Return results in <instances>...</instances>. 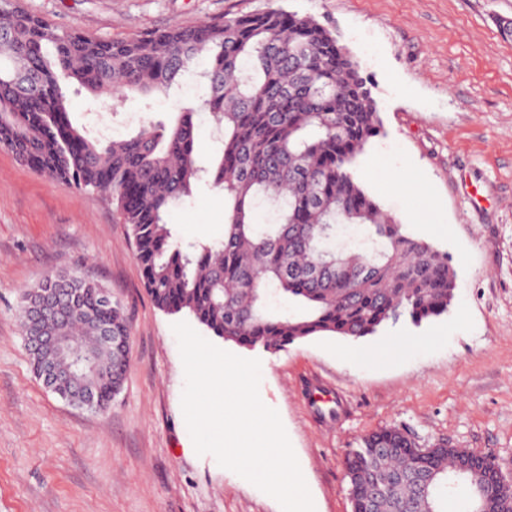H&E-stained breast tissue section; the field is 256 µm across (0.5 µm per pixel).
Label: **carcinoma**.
<instances>
[{"instance_id": "obj_1", "label": "carcinoma", "mask_w": 512, "mask_h": 512, "mask_svg": "<svg viewBox=\"0 0 512 512\" xmlns=\"http://www.w3.org/2000/svg\"><path fill=\"white\" fill-rule=\"evenodd\" d=\"M0 147L42 176L105 193L129 226L145 290L167 314L186 313L210 335L275 353L316 337L357 341L401 321L447 316L455 296L448 255L407 232L357 178L354 164L382 122L367 80L335 32L270 5L126 40L63 31L19 9L0 10ZM205 58V93L170 124L102 141L73 125L68 90L116 109L130 92L168 93ZM220 147L197 152V111ZM206 182L224 194V238L186 250L166 221ZM42 288H66L78 310L64 326L99 353L106 377L90 382L103 410L122 385L130 347L103 349V330L131 342L119 303L76 273L26 291L19 318ZM463 454L426 448L391 427L346 457L352 512H447L460 486L475 512H512V479L483 455L455 477Z\"/></svg>"}]
</instances>
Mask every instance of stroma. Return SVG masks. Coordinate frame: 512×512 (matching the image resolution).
Returning a JSON list of instances; mask_svg holds the SVG:
<instances>
[{"instance_id":"35a3bbf8","label":"stroma","mask_w":512,"mask_h":512,"mask_svg":"<svg viewBox=\"0 0 512 512\" xmlns=\"http://www.w3.org/2000/svg\"><path fill=\"white\" fill-rule=\"evenodd\" d=\"M62 30L129 39L265 9L270 0H11ZM334 29L370 83L384 125L356 174L413 235L447 253V318L403 322L362 341L318 337L261 362L315 512H352L345 457L368 433L407 430L496 457L512 475V0H279ZM193 72L168 95L119 108L88 93L71 119L122 137L197 102ZM181 244L224 234V198L200 185L167 216ZM75 272L105 286L131 328V363L103 411L49 391L19 321L24 292ZM143 286L135 245L105 194L38 175L0 149V512H281L212 454H197L172 326ZM396 340L404 355L375 359ZM369 353L358 363L351 352Z\"/></svg>"}]
</instances>
